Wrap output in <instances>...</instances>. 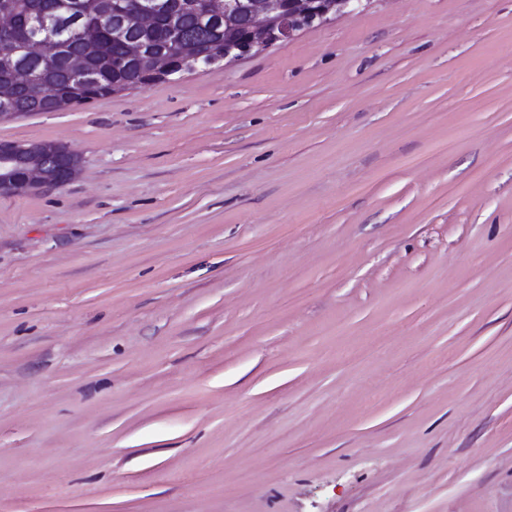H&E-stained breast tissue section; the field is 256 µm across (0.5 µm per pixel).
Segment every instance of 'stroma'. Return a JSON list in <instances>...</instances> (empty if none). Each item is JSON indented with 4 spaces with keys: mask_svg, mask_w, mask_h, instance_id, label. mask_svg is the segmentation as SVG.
Returning <instances> with one entry per match:
<instances>
[{
    "mask_svg": "<svg viewBox=\"0 0 512 512\" xmlns=\"http://www.w3.org/2000/svg\"><path fill=\"white\" fill-rule=\"evenodd\" d=\"M0 512H512V0H365L1 141ZM53 144V150L46 153L49 158L47 163L43 166H33L29 161V154L35 146L40 145V142H1L0 195H26L71 181L70 174L76 164L77 156L65 145ZM63 163L66 166L61 175L50 177L49 171Z\"/></svg>",
    "mask_w": 512,
    "mask_h": 512,
    "instance_id": "obj_1",
    "label": "stroma"
}]
</instances>
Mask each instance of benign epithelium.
<instances>
[{
    "label": "benign epithelium",
    "instance_id": "obj_1",
    "mask_svg": "<svg viewBox=\"0 0 512 512\" xmlns=\"http://www.w3.org/2000/svg\"><path fill=\"white\" fill-rule=\"evenodd\" d=\"M363 0H206L203 17L209 20L213 38L205 55L210 63H231L259 53L271 45L290 39L296 32L321 26L332 19L355 11ZM97 22L83 18L65 33L58 32L59 14L32 13L27 19L25 35L12 27L14 6L0 9V68L10 73V83L0 85V119L20 116L14 108L13 87L39 88L41 73L22 68L21 53L29 52L47 63L58 60L71 42H80L85 54L66 58L72 86L80 88L90 80L87 58L97 51L92 31L101 26L112 32V41L121 49V59L133 61L146 79H132L129 84L144 88L175 73L198 67L200 55L179 50L178 63L170 54L155 50L148 40L161 15H167V26L174 32L182 27L184 13L195 9L183 0L164 6L161 0H98ZM236 9L242 18V33L236 39L223 34L227 11ZM37 143H0V195L19 196L36 193L70 181L77 156L65 145L56 143L47 152L48 161L34 166L29 154Z\"/></svg>",
    "mask_w": 512,
    "mask_h": 512
}]
</instances>
